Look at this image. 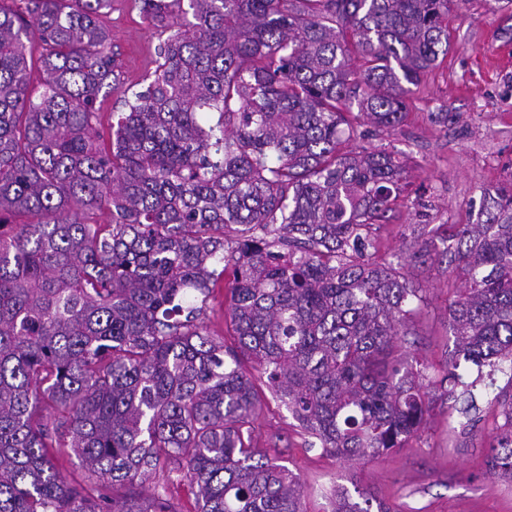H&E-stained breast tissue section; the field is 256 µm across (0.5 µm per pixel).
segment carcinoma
<instances>
[{
  "label": "carcinoma",
  "instance_id": "carcinoma-1",
  "mask_svg": "<svg viewBox=\"0 0 512 512\" xmlns=\"http://www.w3.org/2000/svg\"><path fill=\"white\" fill-rule=\"evenodd\" d=\"M21 2L0 6V512H177L182 482L196 512H306L292 472L250 448L245 357L310 446L346 460L402 447L431 388L478 410L457 369L512 363V181L487 223L412 253L463 262L450 359L425 385L399 353L421 296L372 261L406 168L343 150L363 122H404L448 54L452 0H142L162 40L108 146L112 0ZM229 269L234 347L203 326ZM493 400L485 465L512 479V372ZM53 448L102 483L71 485ZM153 474L143 498L107 493ZM353 487L332 512H390Z\"/></svg>",
  "mask_w": 512,
  "mask_h": 512
}]
</instances>
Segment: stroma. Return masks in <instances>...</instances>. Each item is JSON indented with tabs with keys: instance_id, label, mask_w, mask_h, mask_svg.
Here are the masks:
<instances>
[{
	"instance_id": "obj_1",
	"label": "stroma",
	"mask_w": 512,
	"mask_h": 512,
	"mask_svg": "<svg viewBox=\"0 0 512 512\" xmlns=\"http://www.w3.org/2000/svg\"><path fill=\"white\" fill-rule=\"evenodd\" d=\"M121 71V87L100 97L96 131L112 140L123 91L140 88L154 69L158 39L138 0H112L103 19ZM448 54L406 97L407 117L392 130L358 127L348 146L397 153L409 178L380 230L379 264L405 258L419 224H480L488 193L512 176V0H453L448 12ZM424 302L408 326L405 349L426 376L448 357V307L462 286L456 266L430 260L404 269ZM243 368L261 398L250 446L299 480L306 512H331L337 488L358 481L392 512H512V481L491 475L485 454L502 422L489 400L506 377L483 387L476 415L431 394L420 429L404 447L347 461L311 447L287 405L266 386L252 360Z\"/></svg>"
}]
</instances>
